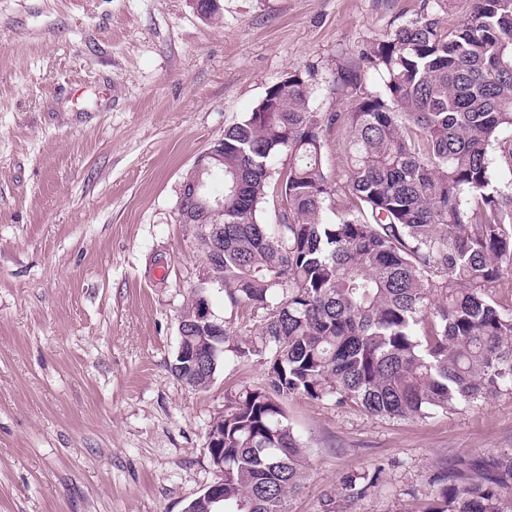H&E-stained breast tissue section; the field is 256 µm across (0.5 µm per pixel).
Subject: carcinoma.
Segmentation results:
<instances>
[{
    "label": "carcinoma",
    "mask_w": 512,
    "mask_h": 512,
    "mask_svg": "<svg viewBox=\"0 0 512 512\" xmlns=\"http://www.w3.org/2000/svg\"><path fill=\"white\" fill-rule=\"evenodd\" d=\"M382 90L348 112H313L301 74L270 86L224 129V156L203 174L222 185L224 248L199 243L231 308L255 318L256 341L224 332L218 348L261 356L266 390L227 399L214 426L224 441V501L189 512H286L303 478L302 443L280 398L335 400L377 417L423 419L502 392L512 394V0H472L441 32L421 17L360 50ZM348 132L350 176L323 170L324 133ZM288 153L283 220L261 218L274 163ZM353 196L337 207V192ZM334 220L325 219L326 212ZM194 289L183 308L184 344L198 325ZM208 295L209 288L202 290ZM204 358L172 373L207 388ZM378 470L346 474L347 512ZM426 512H512V453L448 460Z\"/></svg>",
    "instance_id": "obj_1"
}]
</instances>
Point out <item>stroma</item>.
Instances as JSON below:
<instances>
[{
  "mask_svg": "<svg viewBox=\"0 0 512 512\" xmlns=\"http://www.w3.org/2000/svg\"><path fill=\"white\" fill-rule=\"evenodd\" d=\"M0 0V512H183L220 481L210 425L266 385L226 354L196 390L171 365L206 265L178 197L195 158L272 84L303 74L316 112L349 111L337 71L421 17L471 0ZM360 89L378 76L359 67ZM306 449L288 512H424L448 459L512 449V394L425 419L285 399ZM378 478V470H363L362 472H352L346 474L341 480V491L339 492L341 501L338 503L332 499L326 502V512H346L348 506L356 498L362 496L366 491L373 486Z\"/></svg>",
  "mask_w": 512,
  "mask_h": 512,
  "instance_id": "35a3bbf8",
  "label": "stroma"
}]
</instances>
